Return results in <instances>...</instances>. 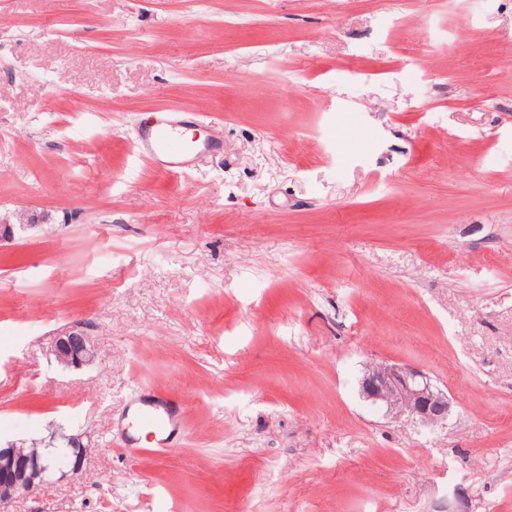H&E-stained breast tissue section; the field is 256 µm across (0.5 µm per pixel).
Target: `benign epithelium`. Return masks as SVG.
I'll return each instance as SVG.
<instances>
[{"instance_id":"7a95c632","label":"benign epithelium","mask_w":512,"mask_h":512,"mask_svg":"<svg viewBox=\"0 0 512 512\" xmlns=\"http://www.w3.org/2000/svg\"><path fill=\"white\" fill-rule=\"evenodd\" d=\"M33 225L24 213L0 214V242L14 235V228ZM53 354L58 363L78 367L94 360L96 352L82 323L58 336ZM362 398L392 419L408 417L429 429L444 426L452 412L448 393L434 384L420 368L405 363H374L360 381ZM70 451L62 458L47 456L45 449L10 445L0 448V504L77 475L89 453L79 439H67Z\"/></svg>"}]
</instances>
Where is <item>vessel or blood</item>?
Segmentation results:
<instances>
[{
  "instance_id": "obj_1",
  "label": "vessel or blood",
  "mask_w": 512,
  "mask_h": 512,
  "mask_svg": "<svg viewBox=\"0 0 512 512\" xmlns=\"http://www.w3.org/2000/svg\"><path fill=\"white\" fill-rule=\"evenodd\" d=\"M139 144L144 153L162 160L171 167L189 163L197 147L186 137L185 125L165 115H158L139 133ZM180 421L178 409L168 401L142 392L133 401L123 429L125 441H133L145 432L161 446L168 445Z\"/></svg>"
}]
</instances>
